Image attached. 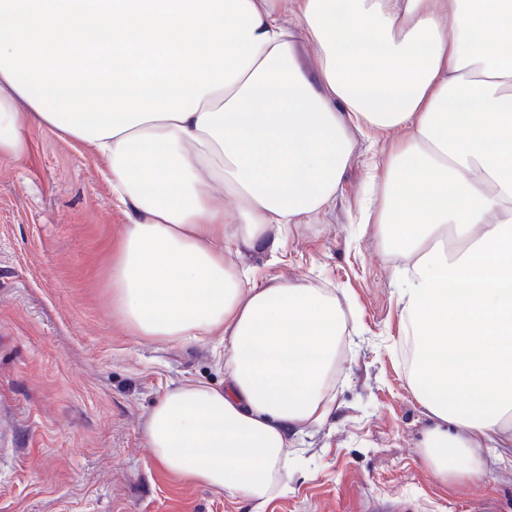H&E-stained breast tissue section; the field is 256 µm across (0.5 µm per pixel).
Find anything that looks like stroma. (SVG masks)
<instances>
[{"mask_svg": "<svg viewBox=\"0 0 512 512\" xmlns=\"http://www.w3.org/2000/svg\"><path fill=\"white\" fill-rule=\"evenodd\" d=\"M403 131L360 133L334 207L292 230L282 254L243 250L259 282L307 279L354 312L331 386L335 409L292 437L288 490L267 512H512V463L481 483L442 481L421 448L430 418L408 383L399 280L363 186ZM0 157V512H250L151 460L144 427L167 386L224 382L219 337L133 335L112 313L113 246L127 219L90 146L47 128Z\"/></svg>", "mask_w": 512, "mask_h": 512, "instance_id": "1", "label": "stroma"}]
</instances>
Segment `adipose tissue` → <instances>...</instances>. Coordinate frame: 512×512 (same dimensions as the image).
<instances>
[{
    "label": "adipose tissue",
    "mask_w": 512,
    "mask_h": 512,
    "mask_svg": "<svg viewBox=\"0 0 512 512\" xmlns=\"http://www.w3.org/2000/svg\"><path fill=\"white\" fill-rule=\"evenodd\" d=\"M0 19V156L25 155L33 125L91 145L128 217L113 314L224 343L223 385L154 404L158 468L264 512L291 435L331 416L341 304L229 255L279 252L333 207L364 129L408 131L375 220L387 262L408 260L424 459L479 480L512 447V0H0Z\"/></svg>",
    "instance_id": "1"
}]
</instances>
